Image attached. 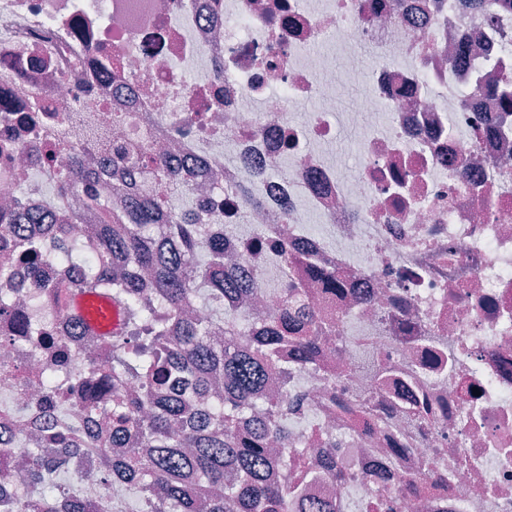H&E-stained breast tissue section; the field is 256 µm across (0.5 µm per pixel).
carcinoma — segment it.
Instances as JSON below:
<instances>
[{
  "label": "carcinoma",
  "instance_id": "cac0c4a2",
  "mask_svg": "<svg viewBox=\"0 0 512 512\" xmlns=\"http://www.w3.org/2000/svg\"><path fill=\"white\" fill-rule=\"evenodd\" d=\"M137 162L149 175L147 189L131 199L121 215L112 217L108 200L95 195L67 223L46 227L57 262L83 260L87 254L100 262L95 276L74 285L56 283L50 290L55 305L67 309L79 290L105 292L127 314L128 336L116 339L112 366L86 389L85 408L96 411L98 389L119 388L127 371H138L146 388L162 391L179 367L189 371L201 395L207 393L214 372L224 370V399L206 413H195L176 398H153L152 412L144 418L140 416L144 397L118 396L112 400L111 418L84 436L83 443L87 448H109L120 432L135 429L137 441L125 448L116 467L136 482H151L162 489L155 512H293V504L302 497L299 488L268 478L269 436L278 434L283 447H288V434L273 424L278 404L268 403L267 415L257 428L250 427L246 416L256 408L268 373L279 370L288 377L281 346L288 341L292 303L299 289L283 297L276 320L261 322L257 344L242 340L250 327L232 323L224 329V346L215 347L211 334L224 323V299L250 293L253 283L242 270L224 266V237L209 235L203 224L167 223V208L173 201L180 200L182 208L190 209L189 182L195 171L174 169L143 155ZM88 217L99 223L87 225V241L77 253L70 241V225ZM0 233L15 234L19 249L33 259L34 274L44 272L49 247L26 232L21 216L0 215ZM129 262L150 270L154 307L139 305L140 281L111 276L112 266ZM192 297L205 305L209 320L181 317L183 304ZM332 328L310 316L295 337L298 352L315 354L319 337ZM182 419L188 420L187 429L176 436L172 427ZM68 441L70 434L63 428L42 434L46 447L66 448ZM28 464L39 480L40 498L18 506V512H58L54 465L34 455Z\"/></svg>",
  "mask_w": 512,
  "mask_h": 512
}]
</instances>
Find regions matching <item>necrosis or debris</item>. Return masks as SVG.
I'll return each instance as SVG.
<instances>
[{"mask_svg":"<svg viewBox=\"0 0 512 512\" xmlns=\"http://www.w3.org/2000/svg\"><path fill=\"white\" fill-rule=\"evenodd\" d=\"M334 34L358 83L360 159L342 180L331 68L316 43ZM471 37L466 63L456 61ZM374 62L361 69L357 49ZM512 0H0V209L56 217L100 194L113 208L138 186L111 163L112 144L164 162L203 163L190 184L201 223L223 214L224 262L249 270L236 320L275 317L289 258L317 317L333 321L314 357L283 348L279 428L305 460V499L336 512H512ZM319 99L303 123L295 103ZM124 124H116L115 116ZM80 151L91 173L58 190ZM321 220L331 230L311 228ZM15 240L0 237V288L64 349L107 366L109 338L74 335ZM335 271L325 288L309 272ZM43 345L0 319V458L23 461L49 427L88 430L74 395L21 387ZM111 449H54L69 473L62 506L111 500ZM337 468L344 479L328 477Z\"/></svg>","mask_w":512,"mask_h":512,"instance_id":"1","label":"necrosis or debris"}]
</instances>
